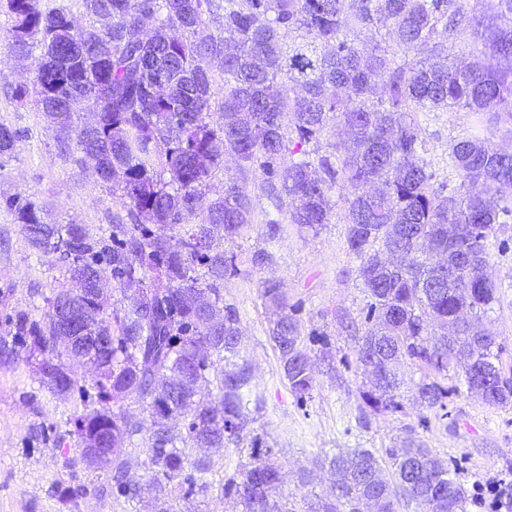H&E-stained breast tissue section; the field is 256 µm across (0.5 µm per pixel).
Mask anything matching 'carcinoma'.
Instances as JSON below:
<instances>
[{
    "label": "carcinoma",
    "mask_w": 512,
    "mask_h": 512,
    "mask_svg": "<svg viewBox=\"0 0 512 512\" xmlns=\"http://www.w3.org/2000/svg\"><path fill=\"white\" fill-rule=\"evenodd\" d=\"M481 0H83L85 9L112 17L98 29L76 24L62 8L42 9L40 0H6L11 19L7 48L34 58L32 79L11 87V98L29 99L55 124L56 135L82 154L96 153V170L122 192L128 223L112 237L94 238L78 224H52L48 213L15 194L0 201L14 214L29 243L47 254H61L71 279L112 277L127 294L121 316L112 317L97 295L57 291L49 308L68 304L99 341L86 345L95 366L94 386L114 399L134 397L150 410L145 439V470L130 471L120 445L138 432L136 424L110 408L74 421L80 445L94 436H112V455L94 464L111 468V487L126 499L140 498L143 483L153 494L154 512H175L174 481L187 485L182 499L206 493L208 456L189 459L187 448L217 452L243 441L248 424L243 390L251 384L247 361H237L241 332L235 310L224 304V277L232 258L210 234L224 225L234 236L249 225L252 198L235 178L224 196L203 204L212 171L232 154L239 171L258 170L272 190L288 196V222L316 230L329 223L337 184L353 188L346 198L347 245L359 261L358 276L371 298L367 318L375 328L358 338L357 361L384 370L382 380L361 392L375 411L401 407L400 381L387 354L429 372H448L453 356L474 360L461 371L469 384L472 369L499 364L502 346L485 332L482 317L496 301L497 285L488 274V240L512 219V153L480 132L453 140L448 165L459 180L448 191L431 187L433 173L421 156L425 141L415 112H475L496 123L512 120V0H487L499 23L484 24L470 2ZM223 11L224 32L209 31L205 16ZM386 28L381 34L380 27ZM301 32L287 44L284 32ZM364 33L368 52L351 35ZM418 59L397 60L386 39ZM463 39L473 61L460 64L445 45ZM223 61L221 121L212 122L214 79L210 58ZM287 76L301 95L290 97L278 79ZM85 82L96 88L94 124L75 121L70 90ZM384 94H377L378 86ZM309 143L330 126L350 132L343 159L308 153L295 157L284 133ZM22 131L0 126V158L12 154ZM279 178L275 184L273 178ZM159 226H182L174 240L140 219ZM433 237L448 249V266L419 254L417 242ZM405 253L400 266L381 264L391 248ZM262 295L279 310L270 339L296 395L310 393L314 377L301 344L294 313L271 281ZM222 305L223 321L209 324L199 307L201 295ZM457 327L456 335L435 328ZM14 336L29 353L41 356V382L51 384L62 356L77 344L59 333L52 313L42 321L19 316ZM224 362L212 400L202 383L214 360ZM165 371L182 375L178 385L160 379ZM493 404L512 398V380L491 382ZM421 403L443 404L448 388L422 380ZM184 417V431L169 425L172 412ZM270 450L251 443L250 462L239 478L224 483L244 512H288L272 499L280 468ZM394 482L366 448L334 455L326 462L336 482L312 512H360L370 498L375 512H397L402 500L419 512H465L467 492L423 444L409 439L386 449Z\"/></svg>",
    "instance_id": "1"
}]
</instances>
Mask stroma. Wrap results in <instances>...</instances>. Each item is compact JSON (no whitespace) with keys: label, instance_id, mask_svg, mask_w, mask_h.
Wrapping results in <instances>:
<instances>
[{"label":"stroma","instance_id":"stroma-1","mask_svg":"<svg viewBox=\"0 0 512 512\" xmlns=\"http://www.w3.org/2000/svg\"><path fill=\"white\" fill-rule=\"evenodd\" d=\"M8 28V16L1 12L0 124L22 135L11 156L0 159V198L22 194L51 208L57 223L80 224L93 235L111 236L113 224L126 215L119 190L91 166L79 165L75 154L61 151L53 127L34 103L18 104L7 92L9 85L29 81L33 68L32 59L8 50ZM416 119L428 168L436 182L447 181L448 146L471 131L475 115L420 112ZM235 176L245 182L253 200L251 223L230 238L220 226L214 235L235 259V272L224 279V303L237 314L240 355L252 367L244 433L260 437L281 468L276 499L289 512H309L332 481L328 471L317 468V460L355 448L381 457L409 437L447 464L466 491L494 477H512V401L485 404L444 376L440 382L449 393L443 406L427 407L416 398L423 371L404 362L396 367L402 381L401 408L374 411L363 403L360 393L368 378L355 348L371 327L366 318L370 299L347 246L345 199L351 187L336 190L330 222L313 232L289 223L287 198L271 195L261 174L239 173L228 154L212 172L208 198L222 196L225 180ZM272 219L282 224L273 239L266 234ZM261 251L271 259L254 265ZM489 252V273L498 294L484 324L503 344L500 368L512 378V223L500 226ZM264 280L278 283L295 310L315 378L305 398L291 391L269 338L278 311L262 295ZM73 286L66 264L34 249L14 215L0 208V512H150L146 503L106 490L105 471L87 468L82 461L73 420L106 404L93 385L94 366L63 357L64 370L85 391L58 396L41 383L36 359L17 355L16 316L43 319L49 298ZM244 459L232 445L213 455L210 488L190 503L196 512H242L238 497L224 494L223 487ZM304 468L315 472L308 486L298 480Z\"/></svg>","mask_w":512,"mask_h":512}]
</instances>
